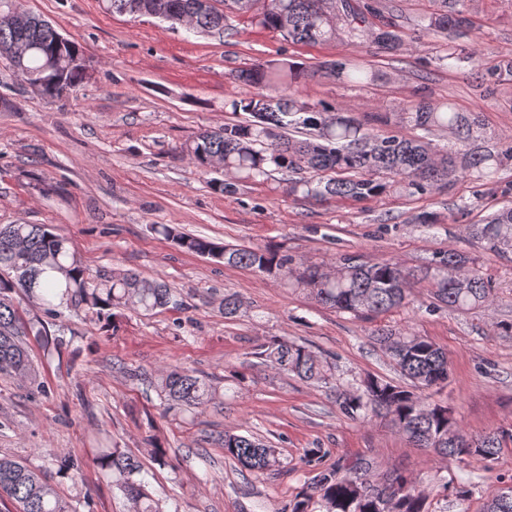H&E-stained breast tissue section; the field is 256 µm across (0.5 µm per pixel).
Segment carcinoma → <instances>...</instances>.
<instances>
[{
    "label": "carcinoma",
    "mask_w": 512,
    "mask_h": 512,
    "mask_svg": "<svg viewBox=\"0 0 512 512\" xmlns=\"http://www.w3.org/2000/svg\"><path fill=\"white\" fill-rule=\"evenodd\" d=\"M436 2L437 9L420 18L421 29L450 39L467 37L473 26L470 0ZM110 6L119 13L183 22L194 32L211 36H224L231 16L248 13L252 24L276 31L291 43H323L344 33L353 42L367 39L385 53H396L403 45L401 15H385L366 0H110ZM22 11L21 0H0V59L7 61L22 82L40 83L44 97L60 99L70 94L83 77L68 60L85 54L83 47L74 41L59 45V32L48 20L14 22L12 14ZM436 60L461 69L473 61V52L461 45ZM318 72L342 81L363 76L376 79L364 68L342 61L325 64ZM508 73L512 74V60L483 74L481 83L491 93ZM308 76L300 66L275 61L239 71L236 80L265 93L231 100V111L246 112L251 120L226 122L199 132L186 145L192 163L203 171L219 166L232 179L255 180L269 177L274 169L285 171L290 176L288 193L293 196L354 201L389 191L431 194L459 177L486 185L502 166L512 163L511 145L496 151L476 147L484 128L475 112H457L447 102L419 100L401 107L396 117L402 126L424 135L407 137L391 130L387 112L376 117L381 129L372 132L360 120L329 105L299 98L295 87ZM290 130L305 138L289 137ZM435 132L452 135L456 150L433 147L427 136ZM471 228L486 251L502 258L512 255L511 202ZM152 230L202 257L279 277L306 291L318 304L355 317H376L409 305L416 288L424 283L430 288L429 307L434 310L469 311L497 298L493 282L469 266L466 256L450 250L436 252L414 268L391 260L367 264L345 254L333 270L308 267L300 272L292 267L291 257L276 251L231 248L185 234L176 224H155ZM17 292L34 299L49 316H58L63 309L82 310L106 323L125 310L148 315L178 305L174 291L158 279L129 271L90 272L76 257L69 237L47 224L0 226V375L27 378L35 370L24 338L43 335L45 327L38 320L20 317L13 303ZM372 339L389 353L411 386L368 376L336 394L338 408L352 420L385 417L414 447L457 462L458 493H466L471 481L468 460L495 459L503 442L512 441V433L468 434L448 407L423 400L418 390L437 385V380L449 374L446 352L428 337L408 328L383 326L372 333ZM259 356L305 382L325 383L332 378L327 361L290 341L276 340ZM152 385L167 403L189 413L203 412L216 399L215 388L189 370H163ZM223 447L224 456L247 471L263 473L281 465L276 450L252 435L226 431ZM94 461L112 471L134 512H161L144 480L133 479L142 471L137 458L117 448H99ZM433 492L397 469L375 477L370 464L356 458L318 471L286 512H311L313 504L323 512H431ZM0 496L16 503L18 512H77L63 501L49 478L2 455ZM484 512H512V490L493 492Z\"/></svg>",
    "instance_id": "1"
}]
</instances>
